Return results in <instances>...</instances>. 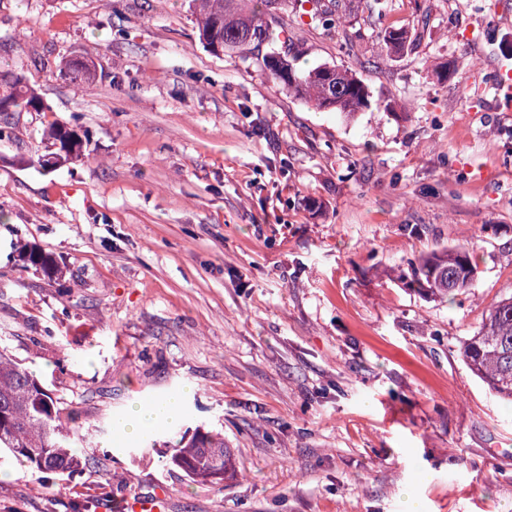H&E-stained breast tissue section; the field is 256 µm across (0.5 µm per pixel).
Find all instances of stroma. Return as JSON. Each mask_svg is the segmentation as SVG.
<instances>
[{
    "instance_id": "1",
    "label": "stroma",
    "mask_w": 512,
    "mask_h": 512,
    "mask_svg": "<svg viewBox=\"0 0 512 512\" xmlns=\"http://www.w3.org/2000/svg\"><path fill=\"white\" fill-rule=\"evenodd\" d=\"M289 9L298 67L352 69L384 108L322 112L253 51L199 42L190 0H0V74L42 112L0 114V348L74 410L84 466L39 482L0 457V512H512V408L460 347L512 295V0H340ZM415 35L385 47L383 21ZM95 69L60 76L71 56ZM455 64L448 79L435 70ZM58 123L79 159L36 165ZM474 244L470 295L427 300L392 270ZM28 244L54 259L23 266ZM179 395L239 473L201 485L130 405ZM48 140H52L51 145H56L61 142L64 138H68L71 142L69 154L63 156V162L69 160L78 159L82 152V137L78 134L75 129H65L63 125L52 124L49 126L47 131Z\"/></svg>"
}]
</instances>
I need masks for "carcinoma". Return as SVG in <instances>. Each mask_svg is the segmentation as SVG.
I'll return each mask as SVG.
<instances>
[{"instance_id":"1","label":"carcinoma","mask_w":512,"mask_h":512,"mask_svg":"<svg viewBox=\"0 0 512 512\" xmlns=\"http://www.w3.org/2000/svg\"><path fill=\"white\" fill-rule=\"evenodd\" d=\"M254 0H191L198 19V38L209 50L215 45L234 51L245 46H259L271 40L273 24L288 10V0H260L264 9L251 7ZM323 28L332 31L340 25L336 10L321 0H306ZM382 40L392 52L410 48L414 39L409 30L393 22L384 25ZM295 47L263 56L260 68L270 81L281 83L295 97L325 112L353 114L371 106L369 86L351 71L333 66V78L321 64L302 70L295 66ZM0 99L12 101L15 111L41 112L44 104L22 78L0 75ZM48 139L57 144L70 140V152L64 161L77 159L82 152V137L74 129L52 124ZM19 260L45 271L55 269L53 259L44 252L25 245ZM477 267L473 251L466 245L433 249L407 263L396 280L426 299H444L467 293L474 287ZM462 359L469 371L479 378L498 400L512 404V296L491 303L479 329L466 338ZM78 416L64 410L58 399L23 364L0 349V453L24 463L33 472L69 477L80 472L82 458L78 448ZM170 464L182 469L193 481L202 484L223 482L235 472V458L224 446V435L196 428L192 435H181Z\"/></svg>"}]
</instances>
